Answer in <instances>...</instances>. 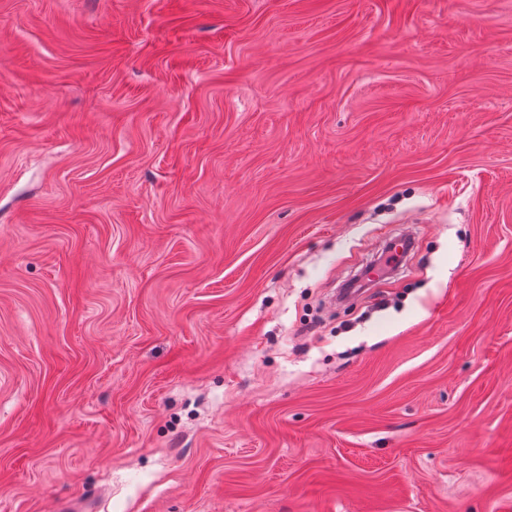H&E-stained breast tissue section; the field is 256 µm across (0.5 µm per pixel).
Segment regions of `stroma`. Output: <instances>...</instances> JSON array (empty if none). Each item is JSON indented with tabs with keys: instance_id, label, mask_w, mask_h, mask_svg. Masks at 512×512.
<instances>
[{
	"instance_id": "stroma-1",
	"label": "stroma",
	"mask_w": 512,
	"mask_h": 512,
	"mask_svg": "<svg viewBox=\"0 0 512 512\" xmlns=\"http://www.w3.org/2000/svg\"><path fill=\"white\" fill-rule=\"evenodd\" d=\"M87 496L512 512V0H0V512Z\"/></svg>"
}]
</instances>
